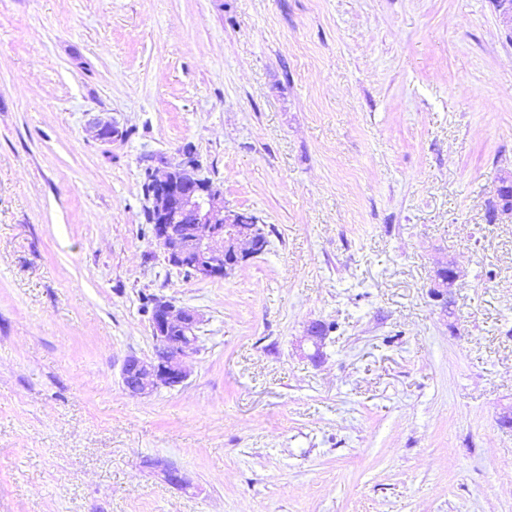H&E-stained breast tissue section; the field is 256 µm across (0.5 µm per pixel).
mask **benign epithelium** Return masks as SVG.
Wrapping results in <instances>:
<instances>
[{
    "label": "benign epithelium",
    "instance_id": "obj_1",
    "mask_svg": "<svg viewBox=\"0 0 512 512\" xmlns=\"http://www.w3.org/2000/svg\"><path fill=\"white\" fill-rule=\"evenodd\" d=\"M500 23L512 30V0H493ZM162 176L150 174L154 185L152 207L159 215L156 240L167 262L180 267L191 264L194 277L200 280L224 278L257 254L255 238L261 228L254 219L224 206V194L206 177L200 161L183 152L166 163ZM494 215L512 217V176L500 178ZM462 276L450 260L437 266L430 297L446 313L454 306L453 289ZM155 315L150 321L155 351L149 358L127 356L120 378L132 397L150 395L161 387L174 388L189 377L188 360L198 352L199 325L197 310L158 297ZM164 479L185 489L190 482L180 469L166 466Z\"/></svg>",
    "mask_w": 512,
    "mask_h": 512
}]
</instances>
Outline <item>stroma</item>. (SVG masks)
Masks as SVG:
<instances>
[{
    "mask_svg": "<svg viewBox=\"0 0 512 512\" xmlns=\"http://www.w3.org/2000/svg\"><path fill=\"white\" fill-rule=\"evenodd\" d=\"M187 145L267 236L222 279L145 221ZM510 172L492 0H0V512H512ZM147 294L203 322L134 398ZM462 276V271L457 264L448 262L437 266L434 272V283L430 289V297L437 307L450 314L454 306L453 289Z\"/></svg>",
    "mask_w": 512,
    "mask_h": 512,
    "instance_id": "stroma-1",
    "label": "stroma"
}]
</instances>
